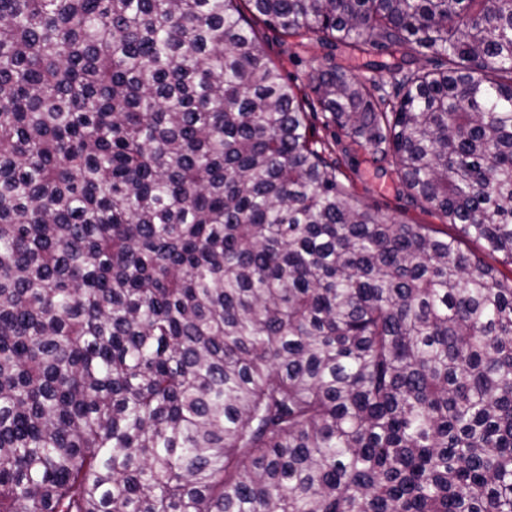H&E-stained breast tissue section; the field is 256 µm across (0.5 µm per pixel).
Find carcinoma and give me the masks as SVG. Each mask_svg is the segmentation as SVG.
<instances>
[{
	"instance_id": "cac0c4a2",
	"label": "carcinoma",
	"mask_w": 512,
	"mask_h": 512,
	"mask_svg": "<svg viewBox=\"0 0 512 512\" xmlns=\"http://www.w3.org/2000/svg\"><path fill=\"white\" fill-rule=\"evenodd\" d=\"M242 3L392 90L306 102ZM464 238L512 267V0H0V512H512V278ZM340 148L336 147V153L332 155L341 160L343 172L353 180L356 190L368 204L397 220L431 224L439 232L438 237H445L444 233H454L448 224H442L433 212L424 209L408 195L392 166L384 164V171L377 170L366 161L364 150L354 146L345 157Z\"/></svg>"
}]
</instances>
